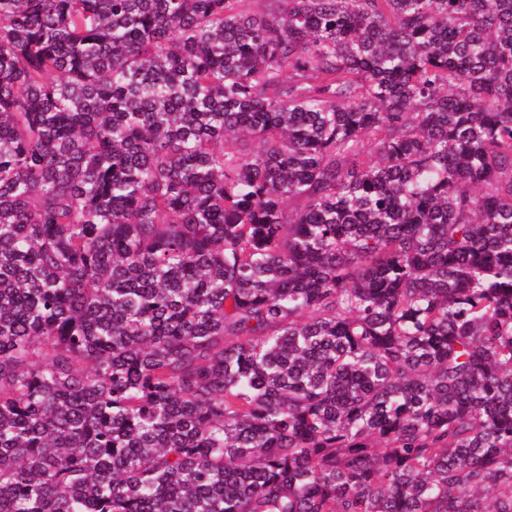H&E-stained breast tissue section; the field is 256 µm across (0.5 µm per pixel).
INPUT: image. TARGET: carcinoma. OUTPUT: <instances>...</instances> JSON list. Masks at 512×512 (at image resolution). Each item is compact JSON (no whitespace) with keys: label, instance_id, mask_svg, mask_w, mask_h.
I'll use <instances>...</instances> for the list:
<instances>
[{"label":"carcinoma","instance_id":"cac0c4a2","mask_svg":"<svg viewBox=\"0 0 512 512\" xmlns=\"http://www.w3.org/2000/svg\"><path fill=\"white\" fill-rule=\"evenodd\" d=\"M0 0V512H512V0Z\"/></svg>","mask_w":512,"mask_h":512}]
</instances>
